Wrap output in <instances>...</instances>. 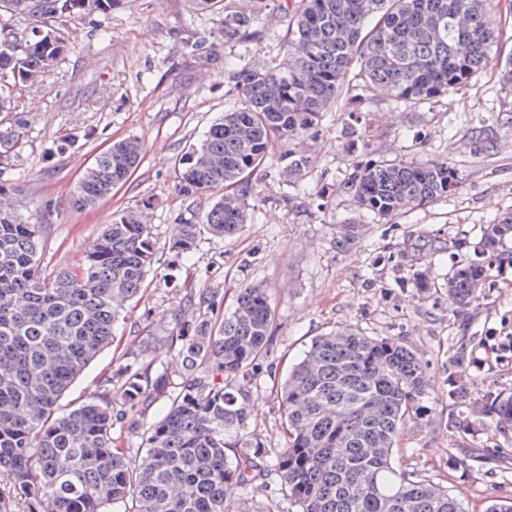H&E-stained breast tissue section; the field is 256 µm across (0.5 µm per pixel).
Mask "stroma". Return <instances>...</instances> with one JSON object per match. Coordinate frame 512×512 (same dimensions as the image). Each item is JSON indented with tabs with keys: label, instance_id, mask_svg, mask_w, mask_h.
Listing matches in <instances>:
<instances>
[{
	"label": "stroma",
	"instance_id": "1",
	"mask_svg": "<svg viewBox=\"0 0 512 512\" xmlns=\"http://www.w3.org/2000/svg\"><path fill=\"white\" fill-rule=\"evenodd\" d=\"M262 46L225 40L223 15L193 0H125L93 19L61 25L72 51L49 77L18 95L31 122L20 149L0 155L18 212L43 226L47 270L78 269L114 211L143 210L159 261L143 296L129 301L113 342L92 361L58 404L67 412L99 394L104 375L141 357L151 375L179 391L184 375L174 339L203 316V296L217 289L221 310L236 291L259 284L275 313L269 346L249 370L240 403L252 434L271 451L285 444L277 387L311 340L352 327L367 336L405 344L421 361L427 391L408 419L392 454L396 469L447 490L466 512L512 498V426L481 414L475 398L490 390L512 396V362L488 348V334L512 335V242L491 261L475 298L459 307L448 299V276L467 257L485 225L512 213V83L493 66L438 102L389 100L374 91L356 106L326 112L308 136L273 144L252 176L248 219L232 238L201 235L192 255L171 247L179 219L201 216L216 192L185 193L178 162L189 144L234 109L239 97L231 73L286 51L288 18L265 13ZM220 45L200 63L185 47L188 35ZM74 147L55 153L58 139ZM128 137L144 146V160L109 199L79 210L71 199L84 170L112 142ZM306 158L299 175L286 174L289 155ZM402 159L447 160L459 187L427 207L382 217L360 209L348 188L356 165ZM355 224L351 244H336L339 225ZM481 358L457 366V354ZM461 371L472 393L448 399V375ZM475 430L453 434V419ZM227 497L242 512L287 506L277 476Z\"/></svg>",
	"mask_w": 512,
	"mask_h": 512
}]
</instances>
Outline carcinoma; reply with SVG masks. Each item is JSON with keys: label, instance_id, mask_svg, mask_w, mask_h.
Listing matches in <instances>:
<instances>
[{"label": "carcinoma", "instance_id": "obj_1", "mask_svg": "<svg viewBox=\"0 0 512 512\" xmlns=\"http://www.w3.org/2000/svg\"><path fill=\"white\" fill-rule=\"evenodd\" d=\"M224 12V38L262 44L258 17L235 0H197ZM122 0H0V33L13 50L0 52V148L28 137L29 120L15 92L44 79L69 51L54 27L108 14ZM31 31L20 33L23 22ZM501 20L493 0H288V53L235 70L240 104L214 122L180 159L188 191L222 192L203 216L174 225L172 247L196 249L201 232L235 234L246 220L248 178L276 140L314 131L325 112L352 105L370 89L397 102L447 97L493 63ZM143 160L135 138L113 143L81 176L72 205L110 196ZM448 161L369 162L352 173L356 203L379 216L424 207L457 188ZM512 238V216L485 226L473 256L448 277V297L464 306L484 277L485 255ZM42 225L0 206V512L18 498L22 512H237L224 486H248L275 472L301 512H464L447 491L392 467L396 440L424 393L423 368L406 346L352 329L314 339L280 385L286 446L273 465L260 437L248 432L238 406L247 378L265 352L273 310L258 285L240 289L226 315L213 302L178 350L185 374L169 394L149 374L128 368L117 398L98 397L57 413L60 398L112 342L124 304L143 292L157 263L152 232L141 214L120 211L105 225L76 271L47 274L41 266ZM468 384L448 377V400ZM164 398L166 413L142 430L143 455L112 447V424ZM479 403L512 423V397L492 391ZM238 448L235 460L225 453Z\"/></svg>", "mask_w": 512, "mask_h": 512}]
</instances>
